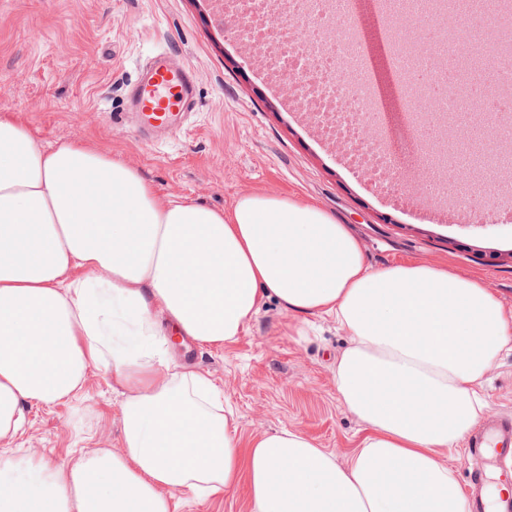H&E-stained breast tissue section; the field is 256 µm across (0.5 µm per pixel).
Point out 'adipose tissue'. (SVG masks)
<instances>
[{
  "label": "adipose tissue",
  "mask_w": 512,
  "mask_h": 512,
  "mask_svg": "<svg viewBox=\"0 0 512 512\" xmlns=\"http://www.w3.org/2000/svg\"><path fill=\"white\" fill-rule=\"evenodd\" d=\"M271 299L348 334L336 390L365 434L346 464L297 429L242 442L220 391L172 358V337L234 341ZM507 349L512 307L478 280L371 270L347 225L291 197L159 200L120 156L0 115V442L90 367L127 390L119 450L52 465L0 445V512H171L243 482L253 512H468L446 452Z\"/></svg>",
  "instance_id": "adipose-tissue-1"
}]
</instances>
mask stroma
Returning a JSON list of instances; mask_svg holds the SVG:
<instances>
[{"label": "stroma", "instance_id": "1", "mask_svg": "<svg viewBox=\"0 0 512 512\" xmlns=\"http://www.w3.org/2000/svg\"><path fill=\"white\" fill-rule=\"evenodd\" d=\"M220 8L221 0H0V113L45 145L111 149L164 200L189 196L227 208L258 190L299 199L347 225L371 268H445L480 280L512 306V223L442 221L429 212L410 218L409 207L350 169L343 150L322 140L284 90L257 78L247 48L214 22ZM352 9L400 174L416 181L420 163L395 100L375 4L352 0ZM160 51L172 67L194 71L198 103L183 130L147 140L127 117L128 92ZM297 324L271 301L235 341L194 344L178 356L223 391L242 440L298 429L346 462L364 434L340 406L334 380L348 336L330 319H312L302 336ZM481 393L486 414H512V352L489 367ZM123 400L110 371L90 368L77 400L26 407L27 424L11 446L38 449L53 465L101 445L120 448ZM251 508L242 484L204 501L182 496L175 512Z\"/></svg>", "mask_w": 512, "mask_h": 512}]
</instances>
